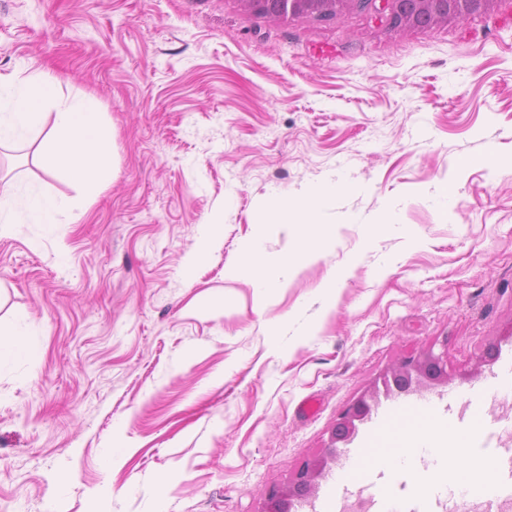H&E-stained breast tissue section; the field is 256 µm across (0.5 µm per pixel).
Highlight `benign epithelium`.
Listing matches in <instances>:
<instances>
[{"label":"benign epithelium","instance_id":"obj_1","mask_svg":"<svg viewBox=\"0 0 512 512\" xmlns=\"http://www.w3.org/2000/svg\"><path fill=\"white\" fill-rule=\"evenodd\" d=\"M499 0H239L242 8L254 15L285 20L290 17H319L323 14L340 15L346 10L358 9L375 15L387 29L400 32L415 27L416 17L429 14L435 22L422 25L430 29L450 21H461L474 13L492 10ZM494 356V346L472 358L470 369L461 373L466 378L480 371ZM388 372L393 378H405L412 386H435L448 382V342L420 349L400 358ZM377 391L366 389L358 398L343 408L332 428L328 444L318 454L304 461L285 482L270 489L258 512H298L314 498L319 480L325 475L330 462L336 460L338 444L351 439L356 423L371 412Z\"/></svg>","mask_w":512,"mask_h":512}]
</instances>
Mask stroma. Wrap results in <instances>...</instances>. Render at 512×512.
<instances>
[{"label": "stroma", "mask_w": 512, "mask_h": 512, "mask_svg": "<svg viewBox=\"0 0 512 512\" xmlns=\"http://www.w3.org/2000/svg\"><path fill=\"white\" fill-rule=\"evenodd\" d=\"M13 72L90 99L109 143L89 195L40 152L0 151L1 176L83 198L79 223L0 236V331L36 332L0 371V512H257L342 407L443 338L448 383L380 395L372 415L428 400L457 435L512 431L491 387L512 359V176L490 163L512 160V0L400 34L237 0H0ZM448 181L442 216L425 198ZM333 182L355 189L336 194L329 252L265 297L232 274L253 238L274 258L316 242L275 205ZM396 201L402 235L381 228ZM293 313L308 334L278 335ZM382 482L414 494L361 468L344 496Z\"/></svg>", "instance_id": "1"}]
</instances>
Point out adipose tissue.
Wrapping results in <instances>:
<instances>
[{
	"instance_id": "obj_1",
	"label": "adipose tissue",
	"mask_w": 512,
	"mask_h": 512,
	"mask_svg": "<svg viewBox=\"0 0 512 512\" xmlns=\"http://www.w3.org/2000/svg\"><path fill=\"white\" fill-rule=\"evenodd\" d=\"M40 137V150L47 166L54 172L78 181L85 191H94L105 172L107 134L99 127L92 104L84 98L48 94L39 75L25 77L0 74V147L15 146L32 137ZM334 195L317 190L295 204L297 224L318 230V242L305 251L311 259L332 247ZM78 198L50 195L36 180L19 179L0 190V235L25 228L33 237L43 236L57 224H73L79 219ZM243 263L261 293L278 287L291 268L289 259L271 260L259 243H252ZM434 411L426 407L412 417H401L383 424V431H395L401 441L400 451L367 457L368 465L399 470L407 450L436 458L435 478L426 492L438 493L463 476L469 496H483L487 476L495 460L483 448L480 434L461 438L449 433L444 424L434 422ZM456 459L457 472L448 469L449 459Z\"/></svg>"
}]
</instances>
